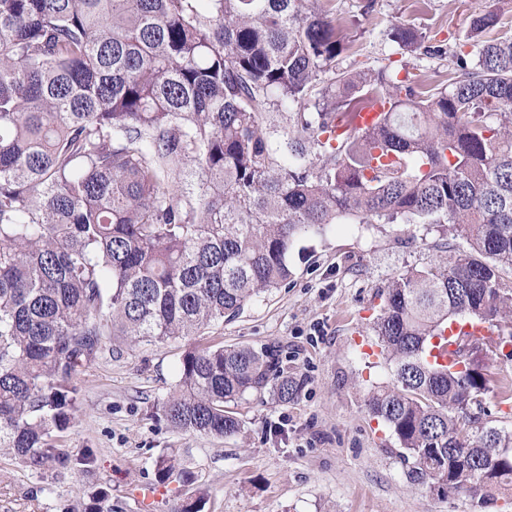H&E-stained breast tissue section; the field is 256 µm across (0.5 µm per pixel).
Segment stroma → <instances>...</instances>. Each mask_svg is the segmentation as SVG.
<instances>
[{
  "mask_svg": "<svg viewBox=\"0 0 512 512\" xmlns=\"http://www.w3.org/2000/svg\"><path fill=\"white\" fill-rule=\"evenodd\" d=\"M480 2L311 0L316 10H332L348 45L320 84L386 68L448 86V55ZM394 23L413 25L445 56L402 50L388 34ZM457 244L438 224H334L298 239L288 284L260 293L198 339L273 348L301 382L288 402L254 393L232 404L241 428L229 438L174 431L158 414L179 380L183 343L117 344L78 380L79 409L57 442L73 468L37 474L0 448V512H85L102 488L113 512H175L201 489L205 512H512L502 496L481 505L410 487L398 441L366 407L371 390L393 382L390 366L372 353L380 291L409 268L449 260ZM163 456L188 470L190 483H159ZM150 488L158 497L147 506Z\"/></svg>",
  "mask_w": 512,
  "mask_h": 512,
  "instance_id": "obj_1",
  "label": "stroma"
}]
</instances>
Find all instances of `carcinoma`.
Instances as JSON below:
<instances>
[{"instance_id":"carcinoma-1","label":"carcinoma","mask_w":512,"mask_h":512,"mask_svg":"<svg viewBox=\"0 0 512 512\" xmlns=\"http://www.w3.org/2000/svg\"><path fill=\"white\" fill-rule=\"evenodd\" d=\"M486 0L445 88L385 71L318 74L346 49L307 0H0V448L68 469L51 442L74 379L112 338L200 336L292 277L288 253L331 224H449L464 246L408 269L374 321L394 382L369 393L414 487L512 497V431L468 336L449 365L431 340L464 314L512 339V33ZM401 49L443 56L404 24ZM379 105L367 128L341 129ZM296 107L289 133L262 114ZM200 177L193 191L186 164ZM300 382L274 351L191 344L167 425L224 438L225 405ZM190 474L158 462L162 482ZM89 512H112L105 490ZM499 383L491 382L493 393L489 396V410L491 412L490 419L493 420V424L499 428H505L512 430V400L508 403H500L499 398L496 396L498 392L497 386Z\"/></svg>"}]
</instances>
